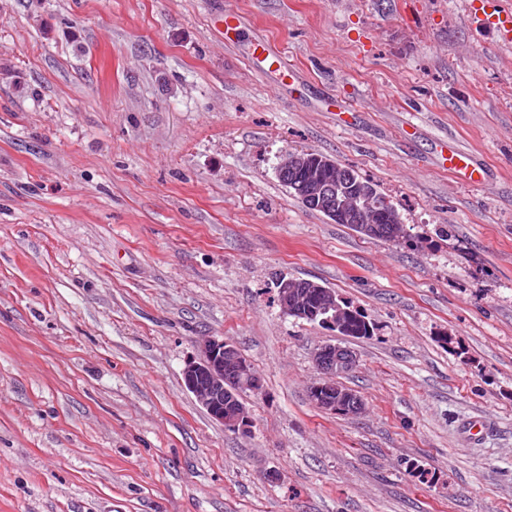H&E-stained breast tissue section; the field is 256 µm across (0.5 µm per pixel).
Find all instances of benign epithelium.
<instances>
[{
    "label": "benign epithelium",
    "instance_id": "obj_1",
    "mask_svg": "<svg viewBox=\"0 0 512 512\" xmlns=\"http://www.w3.org/2000/svg\"><path fill=\"white\" fill-rule=\"evenodd\" d=\"M278 178L286 180L302 175L298 184L301 201L321 210L331 218L360 215L363 223L353 225L360 234L374 237L380 233L375 213L369 210L374 190L354 183L335 160L310 151H291L280 158ZM282 312L296 319L318 322L344 332L352 330L359 318L357 309L339 299L334 291L295 280L279 289ZM324 380L310 388L316 406L333 414L354 416L361 413L362 400L341 384L336 377L352 371L358 363L357 353L348 346L325 344L313 354ZM185 388L214 420L233 431L245 432L250 417L244 404L237 400L239 387L255 391L261 386L251 363L232 344L215 337L202 342V355L188 361L182 371Z\"/></svg>",
    "mask_w": 512,
    "mask_h": 512
}]
</instances>
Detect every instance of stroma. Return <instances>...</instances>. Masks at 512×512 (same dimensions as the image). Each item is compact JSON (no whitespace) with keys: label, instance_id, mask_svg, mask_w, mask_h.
Returning <instances> with one entry per match:
<instances>
[{"label":"stroma","instance_id":"stroma-1","mask_svg":"<svg viewBox=\"0 0 512 512\" xmlns=\"http://www.w3.org/2000/svg\"><path fill=\"white\" fill-rule=\"evenodd\" d=\"M475 7L512 0H0V512H512V44ZM295 150L408 242L305 208ZM284 276L371 336L283 314ZM207 336L261 378L247 433L183 385ZM328 343L359 416L310 397ZM250 53L253 59L261 62L270 61L269 68L276 63L278 67L272 71H280L284 76H288L289 78L293 77L292 70L284 65L280 54L273 51L267 44L262 42L251 43ZM440 157L448 171L464 177L472 186H482L485 182V170L477 163L473 155L457 145L444 142L441 145Z\"/></svg>","mask_w":512,"mask_h":512}]
</instances>
